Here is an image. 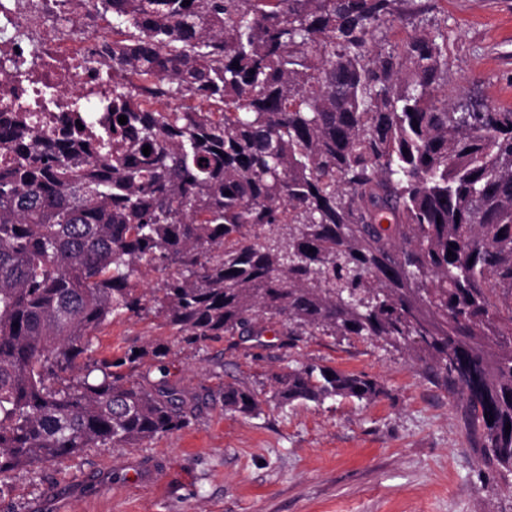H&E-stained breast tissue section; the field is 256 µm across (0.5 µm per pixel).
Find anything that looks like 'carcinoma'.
Segmentation results:
<instances>
[{
	"label": "carcinoma",
	"mask_w": 512,
	"mask_h": 512,
	"mask_svg": "<svg viewBox=\"0 0 512 512\" xmlns=\"http://www.w3.org/2000/svg\"><path fill=\"white\" fill-rule=\"evenodd\" d=\"M408 2L100 0L121 40L97 160L80 129L42 152L30 112L0 146L1 478L190 424L205 401L171 383L167 346L88 358L150 303L189 343L279 324L285 349L316 331L409 348L512 471V111L440 94L446 24L377 44ZM148 355L156 379L112 372ZM272 380L282 406L385 394L319 364ZM262 403L224 386L226 411Z\"/></svg>",
	"instance_id": "cac0c4a2"
}]
</instances>
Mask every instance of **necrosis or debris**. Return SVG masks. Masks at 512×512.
I'll list each match as a JSON object with an SVG mask.
<instances>
[{
  "label": "necrosis or debris",
  "mask_w": 512,
  "mask_h": 512,
  "mask_svg": "<svg viewBox=\"0 0 512 512\" xmlns=\"http://www.w3.org/2000/svg\"><path fill=\"white\" fill-rule=\"evenodd\" d=\"M116 36L94 0H0V105L33 112L44 140L62 135L73 108L97 131L112 110Z\"/></svg>",
  "instance_id": "obj_1"
}]
</instances>
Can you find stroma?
<instances>
[{
	"label": "stroma",
	"mask_w": 512,
	"mask_h": 512,
	"mask_svg": "<svg viewBox=\"0 0 512 512\" xmlns=\"http://www.w3.org/2000/svg\"><path fill=\"white\" fill-rule=\"evenodd\" d=\"M418 2L428 12L397 19L395 36L447 22L446 92L462 107L512 110V0ZM157 344L170 349L172 381L206 400L190 424L13 471L0 480V512H512V472L482 462L457 397L408 351L340 335H303L285 350L273 327L256 342L190 344L149 309L105 321L91 356ZM308 363L367 374L385 393L225 411V384L260 393L273 373ZM136 467L155 481L135 485Z\"/></svg>",
	"instance_id": "obj_1"
}]
</instances>
